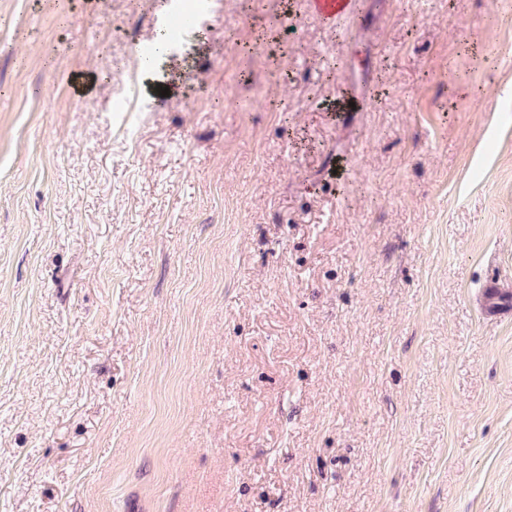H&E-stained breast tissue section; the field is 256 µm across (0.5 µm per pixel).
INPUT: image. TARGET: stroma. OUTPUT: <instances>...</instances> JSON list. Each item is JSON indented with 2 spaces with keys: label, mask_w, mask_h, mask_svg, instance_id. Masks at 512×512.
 <instances>
[{
  "label": "stroma",
  "mask_w": 512,
  "mask_h": 512,
  "mask_svg": "<svg viewBox=\"0 0 512 512\" xmlns=\"http://www.w3.org/2000/svg\"><path fill=\"white\" fill-rule=\"evenodd\" d=\"M166 8L0 0V512H512V0ZM315 13L324 21L335 22L337 17L354 11L356 0H312Z\"/></svg>",
  "instance_id": "35a3bbf8"
}]
</instances>
